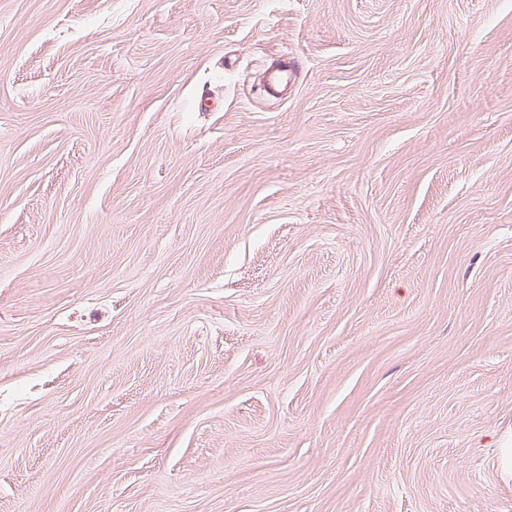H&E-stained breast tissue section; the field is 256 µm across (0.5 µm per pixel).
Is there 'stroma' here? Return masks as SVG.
<instances>
[{"instance_id": "stroma-1", "label": "stroma", "mask_w": 512, "mask_h": 512, "mask_svg": "<svg viewBox=\"0 0 512 512\" xmlns=\"http://www.w3.org/2000/svg\"><path fill=\"white\" fill-rule=\"evenodd\" d=\"M505 448L512 0H0V512H512Z\"/></svg>"}]
</instances>
